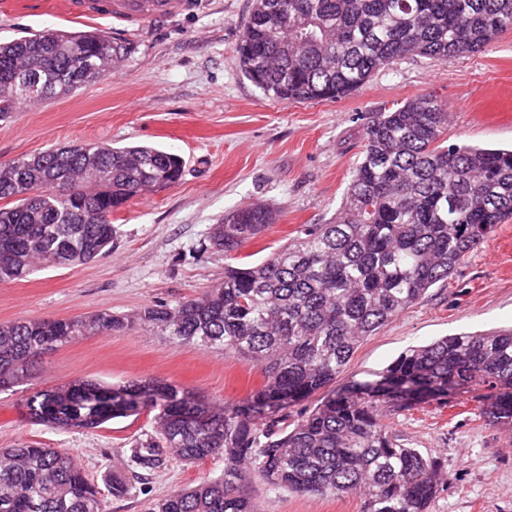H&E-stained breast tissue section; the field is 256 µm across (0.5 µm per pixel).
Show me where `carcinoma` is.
Here are the masks:
<instances>
[{
	"instance_id": "cac0c4a2",
	"label": "carcinoma",
	"mask_w": 512,
	"mask_h": 512,
	"mask_svg": "<svg viewBox=\"0 0 512 512\" xmlns=\"http://www.w3.org/2000/svg\"><path fill=\"white\" fill-rule=\"evenodd\" d=\"M512 29V0H253L238 45L240 71L279 102L342 98L409 56L474 54ZM38 58L40 100L106 76L120 49L101 31L47 30L0 44V121L27 90L18 71ZM448 111L432 98L396 102L369 117L362 159L336 218L303 224L259 263L237 261L273 213L239 207L212 225L224 281L173 305L132 315L0 324V389L30 378L41 355L85 336L135 330L233 354L259 386L230 406L158 379L106 385L76 379L37 390L27 418L55 430H90L154 413L112 472L108 492L129 496L171 458L224 461V472L173 488L146 512H258L248 485L300 495L358 494L362 512H429L442 463L389 432L386 413L441 402L478 383L482 414L512 429V329L445 336L401 353L378 379L353 382L309 410L293 407L336 380L355 349L448 280L512 217V150L446 144ZM182 161L148 145L88 143L0 165V283L36 267L89 263L112 250V215L144 191L176 182ZM0 512H103L102 493L69 454L21 443L0 451Z\"/></svg>"
}]
</instances>
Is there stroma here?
<instances>
[{
	"instance_id": "1",
	"label": "stroma",
	"mask_w": 512,
	"mask_h": 512,
	"mask_svg": "<svg viewBox=\"0 0 512 512\" xmlns=\"http://www.w3.org/2000/svg\"><path fill=\"white\" fill-rule=\"evenodd\" d=\"M15 2L14 12L0 14V43L81 28L62 19L64 0ZM252 2L195 0L189 12L163 26L94 20V29L123 50L118 69L0 122V163L86 143L149 144L183 160L178 182L136 197L114 214L117 240L110 253L0 284V323L99 310L127 314L195 296L224 278L225 257L209 244L212 224L252 203L268 206L276 221L239 255L262 261L291 242L300 225L334 219L362 158L364 124L393 103L438 100L448 108V141L512 146V30L473 55L399 60L336 101L286 103L266 96L239 71L237 46ZM510 327L512 220L498 225L448 281L365 338L334 386L375 380L401 352L435 339ZM140 377L194 389L214 405L241 400L261 381L259 370L236 357L134 332L90 336L45 354L33 386L80 378L112 385ZM29 389L0 391V448L26 442L62 450L98 485L130 441L153 426L152 413L144 411L93 430H49L23 418ZM480 392L477 386L456 390L445 406L386 420L406 447L444 465L447 485L430 512H512V432L484 417L476 400ZM223 470L216 458L192 466L175 458L133 495H104L103 508L144 512L167 490ZM250 490L260 512H362L355 495H297L257 480Z\"/></svg>"
}]
</instances>
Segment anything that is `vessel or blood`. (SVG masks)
<instances>
[{"label": "vessel or blood", "instance_id": "obj_1", "mask_svg": "<svg viewBox=\"0 0 512 512\" xmlns=\"http://www.w3.org/2000/svg\"><path fill=\"white\" fill-rule=\"evenodd\" d=\"M192 0H66L69 16L87 19H115L140 25L161 23L189 11Z\"/></svg>", "mask_w": 512, "mask_h": 512}]
</instances>
